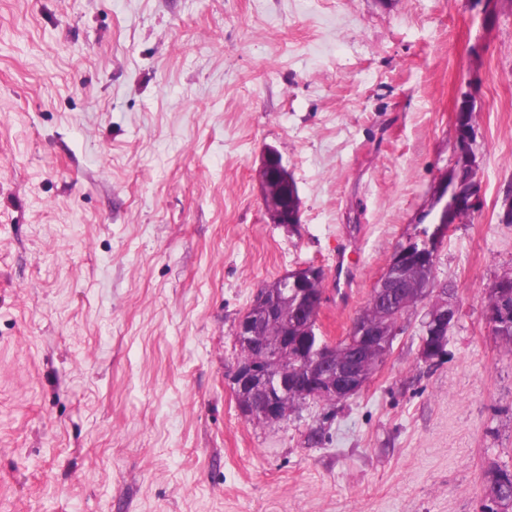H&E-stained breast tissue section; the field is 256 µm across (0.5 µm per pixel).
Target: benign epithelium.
<instances>
[{"mask_svg": "<svg viewBox=\"0 0 512 512\" xmlns=\"http://www.w3.org/2000/svg\"><path fill=\"white\" fill-rule=\"evenodd\" d=\"M454 131L457 143V154L453 165L448 169V175L440 184L439 192L451 196V203L455 208L467 215L479 213L481 208V182L479 179V159L474 149L477 138L475 118L463 112L455 115ZM283 163L279 154L269 149L264 154L259 169L261 188H266L273 177L281 172ZM452 225L448 224V209H443L440 219L433 223L431 229L425 233L420 232L407 240L404 247L397 249L392 255L386 270H391L409 255L416 253L429 260L436 261L439 249ZM497 300L483 310V317L491 329L496 333L507 326L512 327V282L498 280L494 284ZM442 295L438 304L429 309L431 328L436 333H447L457 321L458 306L454 291L436 289ZM269 309L267 297L259 293L254 295L248 310L239 319L236 337L239 340H254L256 336V311ZM307 394L313 398L331 396L344 402L356 395L365 385L362 375L354 367H344L335 374L320 376L312 370H307ZM300 378L293 371L283 369L275 376H270L265 368L264 361H240L235 364L231 374L233 389L247 390L254 386H266L269 402L258 408L241 406L240 412L247 417L259 416L267 421L279 420V404L277 398L288 394V391L297 387Z\"/></svg>", "mask_w": 512, "mask_h": 512, "instance_id": "obj_1", "label": "benign epithelium"}]
</instances>
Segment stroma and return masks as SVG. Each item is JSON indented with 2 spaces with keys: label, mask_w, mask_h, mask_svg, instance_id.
Masks as SVG:
<instances>
[{
  "label": "stroma",
  "mask_w": 512,
  "mask_h": 512,
  "mask_svg": "<svg viewBox=\"0 0 512 512\" xmlns=\"http://www.w3.org/2000/svg\"><path fill=\"white\" fill-rule=\"evenodd\" d=\"M466 96L482 208L437 259L447 356L421 360L412 313L357 396L244 419L257 289L321 267L319 333L346 336L430 224ZM269 147L293 232L259 190ZM511 185L512 0H0V512H482L486 469L512 470V350L481 303ZM283 167L284 165L279 154L273 149H269L263 156L259 169V178L264 195L265 188L267 185H269L265 196L266 201L268 198L275 199L277 201L280 195H288V204L278 207L277 210L271 209L270 216L273 223L288 224V227L290 228L298 224L297 220L299 218L300 212H298L297 204H300L301 206V200L297 185L293 177L288 173L287 169L285 170V174L288 176V183L284 180V178L272 181L273 177L277 173H280ZM293 197L297 200V204L295 205V213H288V208H290L291 203L293 202ZM442 289L437 288L436 294L442 293ZM441 296L438 304L429 309L428 323L434 332L447 334L457 321L458 306L454 290H444Z\"/></svg>",
  "instance_id": "1"
}]
</instances>
